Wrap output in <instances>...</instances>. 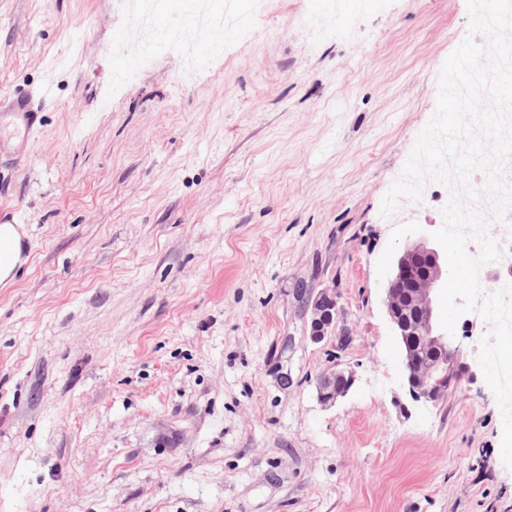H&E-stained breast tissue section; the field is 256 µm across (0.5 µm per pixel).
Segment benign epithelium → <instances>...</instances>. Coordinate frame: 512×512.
<instances>
[{
	"label": "benign epithelium",
	"mask_w": 512,
	"mask_h": 512,
	"mask_svg": "<svg viewBox=\"0 0 512 512\" xmlns=\"http://www.w3.org/2000/svg\"><path fill=\"white\" fill-rule=\"evenodd\" d=\"M448 277L446 258L433 247L429 231L416 232L395 256L383 293V306L399 343L402 370L411 397L435 405L472 374L462 361L461 347L440 326L435 299ZM307 331L314 343L338 334L344 345L346 329H338L340 307L334 288H321L307 298ZM352 371L332 366L317 376L319 402L331 407L353 387Z\"/></svg>",
	"instance_id": "benign-epithelium-1"
}]
</instances>
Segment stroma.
Here are the masks:
<instances>
[{"label":"stroma","mask_w":512,"mask_h":512,"mask_svg":"<svg viewBox=\"0 0 512 512\" xmlns=\"http://www.w3.org/2000/svg\"><path fill=\"white\" fill-rule=\"evenodd\" d=\"M0 0V91L53 89L0 211V512H512L482 373L414 401L382 305L446 200L382 201L432 118L466 0ZM335 289L348 349L312 343ZM353 370L326 407L318 373ZM136 11L141 13L140 17V28L142 34L148 38L155 35H164L171 38L182 37L181 32L176 29L167 30L161 29L155 22V16L152 17L148 11H145V6L141 4L134 5ZM4 222L5 221L0 219V229L5 225H10V227L4 229L5 238L0 235V253L4 254L9 249L10 242L7 239L11 240L13 243L10 253L2 260L1 273L3 278H7L14 267L21 262V235L17 229L13 228L18 224H4ZM306 315L308 336L313 343H320L326 337L335 335L341 315L335 289L321 288L317 292L309 293ZM336 336L341 346L350 340L347 329H341Z\"/></svg>","instance_id":"stroma-1"}]
</instances>
